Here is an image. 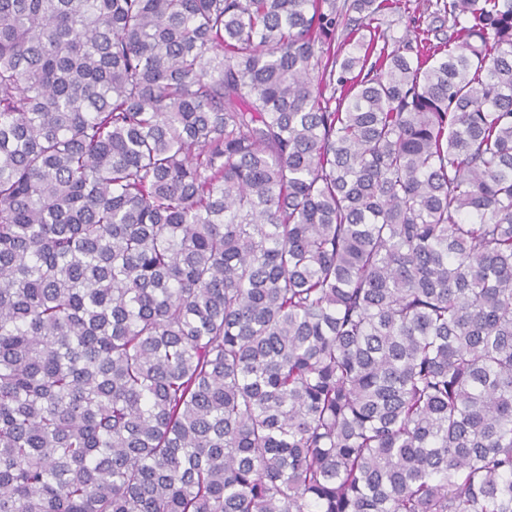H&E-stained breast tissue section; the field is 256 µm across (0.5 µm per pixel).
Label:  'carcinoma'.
Wrapping results in <instances>:
<instances>
[{
  "instance_id": "cac0c4a2",
  "label": "carcinoma",
  "mask_w": 512,
  "mask_h": 512,
  "mask_svg": "<svg viewBox=\"0 0 512 512\" xmlns=\"http://www.w3.org/2000/svg\"><path fill=\"white\" fill-rule=\"evenodd\" d=\"M0 0V512H512V0Z\"/></svg>"
}]
</instances>
